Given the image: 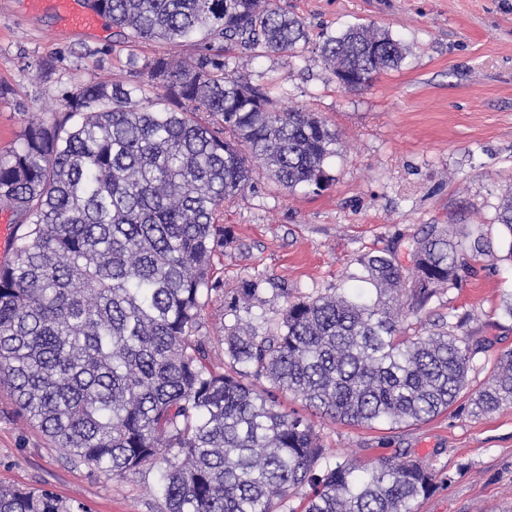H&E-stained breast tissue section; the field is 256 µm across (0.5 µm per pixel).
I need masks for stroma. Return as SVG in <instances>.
I'll use <instances>...</instances> for the list:
<instances>
[{
	"mask_svg": "<svg viewBox=\"0 0 512 512\" xmlns=\"http://www.w3.org/2000/svg\"><path fill=\"white\" fill-rule=\"evenodd\" d=\"M305 25L309 41L294 57L239 55L236 74L261 80L284 109L317 113L338 134L327 164L331 185L288 191L266 174L225 203L227 243L216 254L218 290L202 313L211 359L228 323L227 305L243 280L259 278L257 317L280 316L288 301L349 294L358 256L422 236L431 226L491 240L485 255L460 258L456 286L439 291L404 325L426 336L463 332L482 340L468 373L475 390L512 352V260L496 214L512 189V0H280ZM364 25L404 47L398 68L346 89L325 65L320 45ZM194 43H125L102 21L70 29L30 0H0V154L14 146L28 113L62 112L64 98L91 81L125 80L130 56L194 54ZM310 420L330 458L368 462L408 451L436 474L437 489L414 512H512V405L476 416L467 398L419 424L351 426L319 414ZM0 486L47 489L90 512H159L154 475L109 479L69 462L16 410L0 388Z\"/></svg>",
	"mask_w": 512,
	"mask_h": 512,
	"instance_id": "obj_1",
	"label": "stroma"
}]
</instances>
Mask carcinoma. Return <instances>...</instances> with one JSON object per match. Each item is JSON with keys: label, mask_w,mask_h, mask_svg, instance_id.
<instances>
[{"label": "carcinoma", "mask_w": 512, "mask_h": 512, "mask_svg": "<svg viewBox=\"0 0 512 512\" xmlns=\"http://www.w3.org/2000/svg\"><path fill=\"white\" fill-rule=\"evenodd\" d=\"M130 44L197 39L186 59L129 58L132 82L79 87L63 115L33 119L0 154V205L23 228L0 265V384L69 461L106 477L157 471L161 512H412L436 475L408 455L328 462L314 425L279 409L277 392L353 425L427 421L467 387L482 347L446 332L417 336L397 309L425 310L455 285L458 256L483 254L436 227L358 256L353 279L376 299L319 295L282 317L242 322L263 281H242L224 327V362L199 334L224 247V202L254 188L252 162L291 191L332 177L336 130L281 111L267 87L234 76L229 48L295 56L302 21L279 0H92ZM357 88L404 59L387 34L353 26L321 44ZM208 114L206 123L198 121ZM509 237L512 194L496 216ZM269 390L257 389L259 380ZM477 414L512 403V353L471 393ZM0 512H86L49 491L0 488Z\"/></svg>", "instance_id": "1"}]
</instances>
